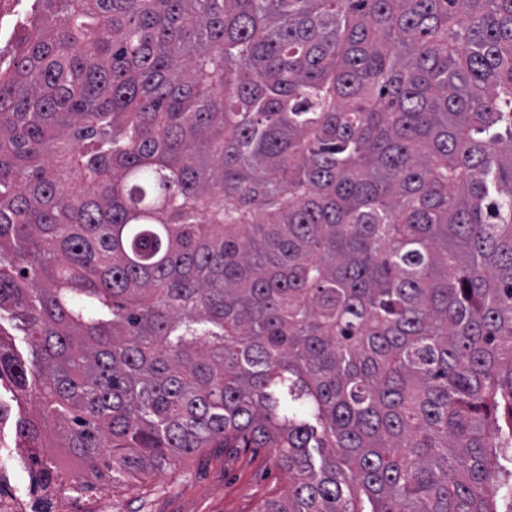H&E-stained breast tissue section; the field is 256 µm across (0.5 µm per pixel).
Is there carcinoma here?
<instances>
[{
    "label": "carcinoma",
    "mask_w": 512,
    "mask_h": 512,
    "mask_svg": "<svg viewBox=\"0 0 512 512\" xmlns=\"http://www.w3.org/2000/svg\"><path fill=\"white\" fill-rule=\"evenodd\" d=\"M0 51V425L258 512H512V0H28ZM33 412L24 413L22 403ZM91 491L70 492L67 512H256L288 494V477L271 448H202L148 470L134 486L106 490L108 478H87Z\"/></svg>",
    "instance_id": "obj_1"
}]
</instances>
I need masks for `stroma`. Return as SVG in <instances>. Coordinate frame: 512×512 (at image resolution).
I'll use <instances>...</instances> for the list:
<instances>
[{
    "label": "stroma",
    "mask_w": 512,
    "mask_h": 512,
    "mask_svg": "<svg viewBox=\"0 0 512 512\" xmlns=\"http://www.w3.org/2000/svg\"><path fill=\"white\" fill-rule=\"evenodd\" d=\"M0 436L6 441L0 471L17 495L38 498L26 449L14 447L12 427ZM91 484V490L67 494V512H257L288 492V477L269 448H203L140 474L132 486L112 491L96 478Z\"/></svg>",
    "instance_id": "35a3bbf8"
}]
</instances>
